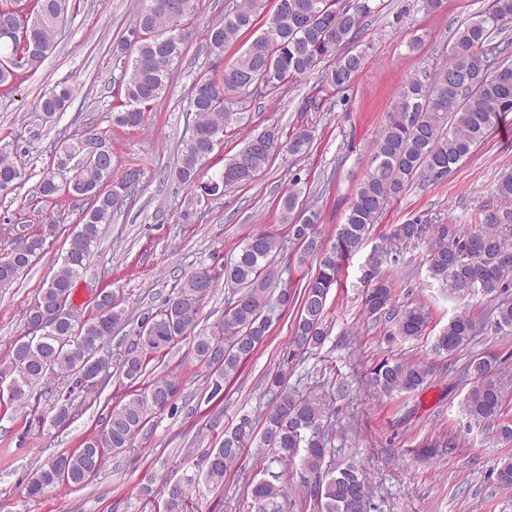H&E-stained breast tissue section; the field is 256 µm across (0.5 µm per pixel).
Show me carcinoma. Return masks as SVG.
I'll list each match as a JSON object with an SVG mask.
<instances>
[{"label":"carcinoma","instance_id":"carcinoma-1","mask_svg":"<svg viewBox=\"0 0 512 512\" xmlns=\"http://www.w3.org/2000/svg\"><path fill=\"white\" fill-rule=\"evenodd\" d=\"M198 0H142L128 35L112 48L114 67L123 75V98L112 110V123L138 130L156 102L166 92L173 65L188 47V20L197 12ZM71 0H0V88L9 92L35 73L55 47L59 32L68 22ZM259 0H241L212 25L207 39L214 56L210 68L193 79L189 90V111L193 112L190 135L182 141L178 185L184 191L180 220L194 224L197 207L203 201L206 184L218 187L214 198L224 191L247 184L261 174L273 157L286 151L290 156L305 154L314 131L301 126L281 140L279 130L267 128L253 135L220 170L201 175L224 127L237 120L226 106L227 95L273 94L291 83L321 72V83L343 91L351 86L365 65L368 54L358 49L355 39L362 20L377 12L376 0H276L268 26L253 37L233 60L224 62V50L241 33L256 27ZM512 27V0H492L490 7L472 17L454 33L448 62L414 75L397 92L386 123L376 139L368 170L351 199L345 222L335 237L326 242L316 233L318 213L300 206L301 188H290L281 197L282 212L292 221V236L298 250L288 256L286 270L315 264L301 291L300 308L292 328L293 351L303 354L321 347L327 331L326 302L338 285L347 258L366 240L391 199L420 178L437 180L467 159L472 149L512 112V63L503 60L490 69L489 48L495 32ZM80 88L59 82L42 94L36 109L46 118L64 112ZM83 135L74 133L60 139L54 148L51 168L39 183L43 197L62 193L87 200L82 219L68 236L61 264L26 312V327L53 315L43 335L20 337L7 362L0 364V379L9 380V400L25 406L32 388L48 374L72 380V388L89 393L99 387L84 373L93 362L98 371L109 373L112 355L108 342L112 331L125 320L120 302L113 294L104 300L106 310L92 318H80L73 302L75 287L94 248L101 239L102 226L112 223L118 209L112 192L118 187L131 190L140 178L138 170L121 176L113 166L85 156ZM18 165L10 153L0 151V184L19 185ZM496 206L484 211L478 228L456 230L443 224L426 262L428 274L448 294L465 299L475 295L507 293L512 290V242L504 230L512 226V173L497 184ZM57 225L28 235L25 249L17 255L0 252V289H7L47 248ZM426 225L398 224L393 236L415 241L425 236ZM239 251L224 265L225 283L234 288L224 319L208 331L195 332L201 301L217 280L209 270H195L174 286L163 305L145 312L136 340L119 364L120 376L135 385L147 371L149 357L188 339L197 364L211 371L209 399L222 394L241 367L267 340L273 306L283 309L296 294L280 289L271 296L273 284L282 271L272 262L283 246L273 235L256 233L238 245ZM368 287L366 312L385 314L394 321L395 332L405 339L423 335L429 317L419 307L395 309L392 281L371 265L365 274ZM495 328L512 329V300L496 307ZM475 321L467 310L452 316L436 335L433 350L451 355L467 344ZM495 359L476 357L469 364L475 385L464 399L465 416L476 424H497L498 435L512 442V422L498 423L504 394L495 377ZM429 371L420 363L384 360L373 368L371 380L385 395L418 391L427 385ZM276 402L267 414L262 433L244 414L224 440L206 452L204 468L191 474V485L210 488L224 477L245 449L254 444L265 449L268 461L263 477L247 488L253 512H283L288 482L272 464L300 462L304 498L313 501L316 512H365L366 500L359 466L349 463L336 469L326 463L331 457L324 429L325 404L314 395L303 396L288 389L282 375L268 380ZM180 383L173 375H162L129 394L111 407L103 429L88 436L80 447L62 452L38 467L27 484V494L41 496L57 486H85L102 470L111 452L133 447L150 417L166 410L175 400Z\"/></svg>","mask_w":512,"mask_h":512}]
</instances>
